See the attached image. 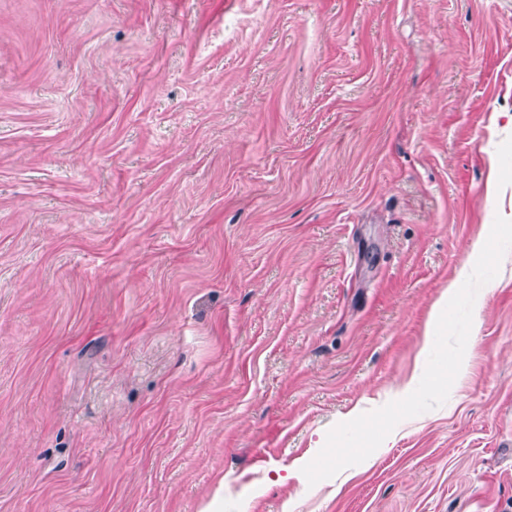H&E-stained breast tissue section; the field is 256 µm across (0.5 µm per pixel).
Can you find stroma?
I'll list each match as a JSON object with an SVG mask.
<instances>
[{"label": "stroma", "instance_id": "stroma-1", "mask_svg": "<svg viewBox=\"0 0 512 512\" xmlns=\"http://www.w3.org/2000/svg\"><path fill=\"white\" fill-rule=\"evenodd\" d=\"M512 0H0V512H512Z\"/></svg>", "mask_w": 512, "mask_h": 512}]
</instances>
